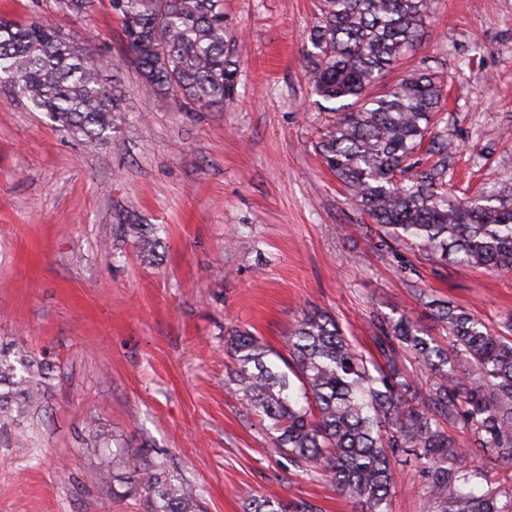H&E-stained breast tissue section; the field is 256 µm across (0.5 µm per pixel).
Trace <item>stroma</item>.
<instances>
[{"label": "stroma", "mask_w": 512, "mask_h": 512, "mask_svg": "<svg viewBox=\"0 0 512 512\" xmlns=\"http://www.w3.org/2000/svg\"><path fill=\"white\" fill-rule=\"evenodd\" d=\"M316 3L224 0L242 66L236 102L219 111L176 109L143 85L108 0L83 19L51 0H0V17L85 33L128 107L114 138L88 143L0 86V343L50 365L39 416L0 432V512H148L143 496L100 489L88 415L194 484L197 512H250L253 495L363 512L290 465L228 390L225 330L282 353L314 307L366 347L375 315L408 316L447 343L433 299L497 330L512 320V274L381 245L323 164L331 115L305 76ZM420 66L447 80L437 128L453 145L449 184L512 185V0H437L423 43L381 84ZM128 213L156 228L154 257L125 236ZM395 470L389 512H422L413 466Z\"/></svg>", "instance_id": "obj_1"}]
</instances>
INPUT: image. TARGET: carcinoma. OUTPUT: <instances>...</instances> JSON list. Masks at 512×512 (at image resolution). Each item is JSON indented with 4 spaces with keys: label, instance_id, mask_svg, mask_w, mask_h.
<instances>
[{
    "label": "carcinoma",
    "instance_id": "carcinoma-1",
    "mask_svg": "<svg viewBox=\"0 0 512 512\" xmlns=\"http://www.w3.org/2000/svg\"><path fill=\"white\" fill-rule=\"evenodd\" d=\"M87 16L92 0H52ZM141 80L173 106L224 108L238 95L237 37L224 0H109ZM435 0H319L309 30L308 85L338 117L317 148L382 240L406 243L442 266L512 270V189L448 195V139L432 132L443 80L414 69L379 95L369 89L421 44ZM83 34L46 20H0V82L61 131L102 142L125 111V91L99 73L111 61L86 53ZM433 163L414 173L419 151ZM124 232L154 252V230L131 219ZM427 328L401 316L376 319L374 351H363L331 314L311 309L288 336V357L247 329L224 336L228 384L243 408L276 433L275 445L299 471L320 474L336 493L388 512L391 460L414 463L426 512H512V490H484L481 472L461 465L444 425L469 433V455L512 462V336L462 306L440 301ZM430 376L415 384L409 368ZM43 363L0 345V428L38 410ZM98 484L112 498L145 494L150 512H195L197 489L162 465L111 448L93 417ZM252 512H318L315 504L254 498Z\"/></svg>",
    "mask_w": 512,
    "mask_h": 512
}]
</instances>
